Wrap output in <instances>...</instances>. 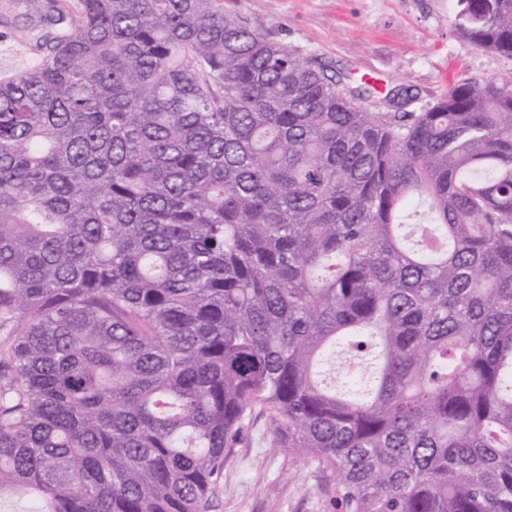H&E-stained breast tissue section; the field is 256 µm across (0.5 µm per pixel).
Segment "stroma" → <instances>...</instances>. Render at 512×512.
<instances>
[{
  "label": "stroma",
  "mask_w": 512,
  "mask_h": 512,
  "mask_svg": "<svg viewBox=\"0 0 512 512\" xmlns=\"http://www.w3.org/2000/svg\"><path fill=\"white\" fill-rule=\"evenodd\" d=\"M48 0H0V81L46 53L36 25ZM226 11L277 34L301 56L332 63L354 87L409 89L422 111L466 78L512 79V57L474 46L456 31L457 0H224ZM336 480L315 460L275 446L253 416L224 462L211 512H339Z\"/></svg>",
  "instance_id": "1"
}]
</instances>
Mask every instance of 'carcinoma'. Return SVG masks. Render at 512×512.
Segmentation results:
<instances>
[{
	"instance_id": "1",
	"label": "carcinoma",
	"mask_w": 512,
	"mask_h": 512,
	"mask_svg": "<svg viewBox=\"0 0 512 512\" xmlns=\"http://www.w3.org/2000/svg\"><path fill=\"white\" fill-rule=\"evenodd\" d=\"M77 13L0 82V509L209 512L258 413L344 512H512V82L371 112L223 0Z\"/></svg>"
}]
</instances>
